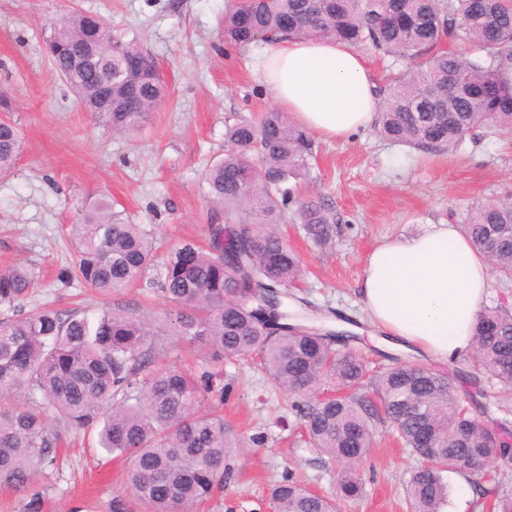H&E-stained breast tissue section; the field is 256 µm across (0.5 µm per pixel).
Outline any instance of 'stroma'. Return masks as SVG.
I'll use <instances>...</instances> for the list:
<instances>
[{"label": "stroma", "instance_id": "35a3bbf8", "mask_svg": "<svg viewBox=\"0 0 512 512\" xmlns=\"http://www.w3.org/2000/svg\"><path fill=\"white\" fill-rule=\"evenodd\" d=\"M230 0H0V92L23 134L12 173L0 176V270L30 271L35 285L25 309L83 304L110 307L159 322L175 320L177 307L150 279L100 295L60 274L71 264V224L85 207L107 198L132 223L157 237L161 249L193 239L208 244V226L221 208L207 194L206 168L224 155L226 125L258 120L273 99L252 71L261 44L225 45L221 33ZM72 11L102 17L113 34L136 40L156 61L166 103L133 137L113 133L85 111L45 57L52 19ZM310 180L299 196H316L336 214V235L322 248L289 220L279 231L299 255L305 275L288 301L309 326L343 327L371 369L414 361L389 349L359 299L366 255L386 240L421 232L430 224H463L468 211L490 198L512 199V140L492 130L466 135L453 152H424L384 139L376 128L344 140H315ZM155 366L218 373L224 400L205 395L202 410L222 414L242 446L231 458L234 475L223 492L196 512H267L272 484L292 475L321 494L332 493L336 467L306 441L292 398L247 357L213 362L208 352L176 336L153 357ZM449 372L460 398L480 391L478 412L487 424L512 422V392L496 379L472 381L466 360ZM54 469L39 474L46 512H108L114 496L131 512H144L125 485L127 461L101 448L96 430L62 434ZM417 458L396 441L389 423L377 422L371 454L361 468L363 492L340 499L337 512H407L405 489ZM447 512H487L484 478L447 475Z\"/></svg>", "mask_w": 512, "mask_h": 512}]
</instances>
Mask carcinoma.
Listing matches in <instances>:
<instances>
[{"label": "carcinoma", "mask_w": 512, "mask_h": 512, "mask_svg": "<svg viewBox=\"0 0 512 512\" xmlns=\"http://www.w3.org/2000/svg\"><path fill=\"white\" fill-rule=\"evenodd\" d=\"M64 38L50 55L65 82L88 104L99 101L97 75L70 73L76 38L92 32L98 71H112V111L106 125L135 136L164 102V83L148 54L112 35L101 19L72 12L52 21ZM224 43L246 47L281 38L331 37L356 48L370 45L403 55L413 66L387 88L378 114L389 140L425 151H453L464 132L491 125L512 134V0H235L224 13ZM470 44L474 57L438 46ZM224 157L205 173L208 193L224 210L209 225V247L184 242L169 253L157 284L180 308L176 323L159 326L110 308H46L21 313L33 276L0 271V489L23 494L22 512H43L44 496L30 491L36 473L55 463L56 424L80 431L99 426V444L129 459L128 484L146 512H194L232 478L228 460L237 438L224 418L198 409L204 392L224 388L215 374L168 367L146 372L162 337L180 336L216 362L259 356L269 375L288 389L308 443L335 462V497L362 489L358 468L373 445L379 415L421 459L406 493L410 512H443L450 471L479 475L512 458V429L487 426L454 395L452 377L414 364L372 371L331 332L288 322L290 288L304 276L299 256L276 232L289 206L305 235L332 242L336 216L320 199H293L308 179L313 142L286 112L260 122L241 120L224 132ZM21 130L0 119V173L15 167ZM75 261L63 272L107 295L135 286L154 265L153 236L101 200L70 225ZM463 231L512 276V202L488 200L467 215ZM472 378H496L512 391V311L488 307L477 317ZM327 383L340 393L316 401ZM372 390L374 399L357 393ZM21 388L27 400L14 399ZM269 499L279 512H334L333 499L287 478Z\"/></svg>", "instance_id": "obj_1"}]
</instances>
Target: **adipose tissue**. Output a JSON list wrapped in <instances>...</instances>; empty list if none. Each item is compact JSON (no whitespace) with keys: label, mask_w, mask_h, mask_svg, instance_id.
Segmentation results:
<instances>
[{"label":"adipose tissue","mask_w":512,"mask_h":512,"mask_svg":"<svg viewBox=\"0 0 512 512\" xmlns=\"http://www.w3.org/2000/svg\"><path fill=\"white\" fill-rule=\"evenodd\" d=\"M275 104L329 141L368 129L379 101L363 57L333 39L265 43L256 63ZM491 286L488 259L454 224L375 247L366 257L361 300L391 342L440 363L469 356Z\"/></svg>","instance_id":"1"}]
</instances>
